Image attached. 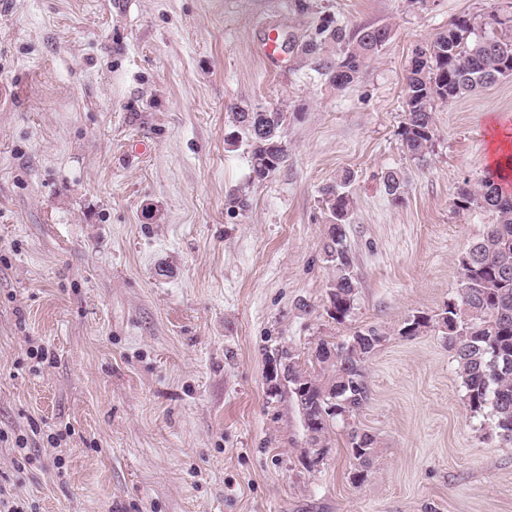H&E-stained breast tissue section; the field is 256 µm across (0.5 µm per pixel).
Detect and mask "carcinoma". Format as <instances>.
<instances>
[{
  "instance_id": "cac0c4a2",
  "label": "carcinoma",
  "mask_w": 512,
  "mask_h": 512,
  "mask_svg": "<svg viewBox=\"0 0 512 512\" xmlns=\"http://www.w3.org/2000/svg\"><path fill=\"white\" fill-rule=\"evenodd\" d=\"M389 37L386 26L362 27L350 33L325 16L313 35L297 43V55L333 88L343 91ZM507 77H512V10L492 11L480 32L471 19L459 17L434 40L415 47L406 69V119L399 131L407 155L423 162L433 151L437 103H453ZM230 110L234 127L246 138L250 178L263 183L286 158L282 138L285 115L236 105ZM507 160L504 166L486 168L477 184L464 183L453 201L459 213L479 208L495 217L460 256L456 295L435 319L424 313L410 316L398 335L413 338L432 326L437 328L456 363L466 411L473 416L487 415L495 436L512 446V182L504 173V168H512V154ZM350 182L351 175L346 173L321 190L322 202L332 217L323 245L333 268L328 313L338 323L352 313L359 292L344 244L345 225L352 212V199L345 191ZM383 183L392 201L401 202L405 177L389 171ZM386 340L387 333L377 326L357 330L340 343L321 340L309 370L288 351L281 352L290 361L288 386L304 429L316 433L308 437L310 447L327 453L326 434L336 419L354 416L367 405L366 364ZM347 437L352 480L358 483L368 475L376 440L358 427L350 428Z\"/></svg>"
}]
</instances>
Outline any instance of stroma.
<instances>
[{"instance_id":"1","label":"stroma","mask_w":512,"mask_h":512,"mask_svg":"<svg viewBox=\"0 0 512 512\" xmlns=\"http://www.w3.org/2000/svg\"><path fill=\"white\" fill-rule=\"evenodd\" d=\"M507 2L0 0V485L36 512H512V447L466 412L441 334H398L455 294L493 217L453 200L512 150L511 77L438 104L433 151L411 160L407 62L455 18ZM325 15L391 29L351 87L284 49L265 67L267 33L302 39ZM233 104L286 115L287 157L264 183L225 140ZM345 172L359 293L339 324L320 190ZM237 191L250 206L232 213ZM367 326L388 334L370 400L306 468L296 399L270 392L268 362ZM41 347L55 359L36 372ZM353 426L378 441L358 484Z\"/></svg>"}]
</instances>
